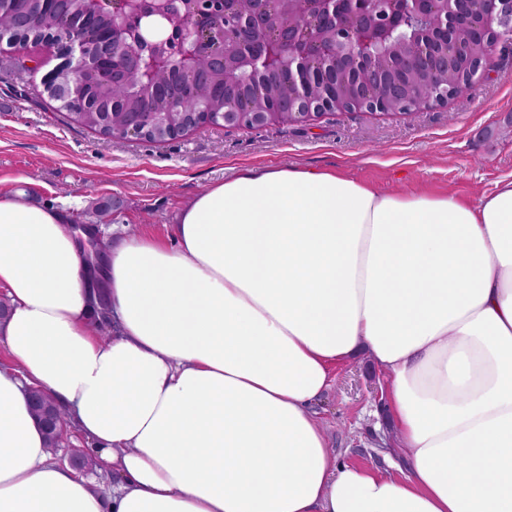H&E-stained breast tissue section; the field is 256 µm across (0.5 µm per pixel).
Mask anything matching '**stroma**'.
I'll return each mask as SVG.
<instances>
[{"label": "stroma", "instance_id": "stroma-1", "mask_svg": "<svg viewBox=\"0 0 512 512\" xmlns=\"http://www.w3.org/2000/svg\"><path fill=\"white\" fill-rule=\"evenodd\" d=\"M340 171L389 193L454 195L477 202L512 178V52H494L475 86L411 115L335 112L260 130L209 125L164 142L107 139L71 122L40 75L0 71V196L25 191L65 205L71 222L169 239L190 199L244 167ZM117 210L91 213L95 198ZM383 373L359 359L337 368L319 407L344 460L382 461L386 421L373 393Z\"/></svg>", "mask_w": 512, "mask_h": 512}]
</instances>
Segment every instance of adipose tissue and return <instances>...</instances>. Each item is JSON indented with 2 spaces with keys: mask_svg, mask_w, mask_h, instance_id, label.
Instances as JSON below:
<instances>
[{
  "mask_svg": "<svg viewBox=\"0 0 512 512\" xmlns=\"http://www.w3.org/2000/svg\"><path fill=\"white\" fill-rule=\"evenodd\" d=\"M85 238L0 196V512H512V178L470 204L244 168L172 242L112 239L107 340ZM360 355L405 467L330 449L316 405ZM30 387L110 491L52 460Z\"/></svg>",
  "mask_w": 512,
  "mask_h": 512,
  "instance_id": "adipose-tissue-1",
  "label": "adipose tissue"
}]
</instances>
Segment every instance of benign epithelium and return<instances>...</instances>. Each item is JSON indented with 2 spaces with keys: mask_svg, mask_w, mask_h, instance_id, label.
<instances>
[{
  "mask_svg": "<svg viewBox=\"0 0 512 512\" xmlns=\"http://www.w3.org/2000/svg\"><path fill=\"white\" fill-rule=\"evenodd\" d=\"M6 4L18 27L33 21L21 0ZM82 19L79 36L59 27L58 63L43 76L46 92L75 111L88 84L154 88L159 72L182 81L220 72L229 85L241 71H288L294 91L276 106L227 98L210 112L199 102L184 113L189 130L444 105L487 69L477 49L512 40V0H82ZM149 125L129 112L122 138H145Z\"/></svg>",
  "mask_w": 512,
  "mask_h": 512,
  "instance_id": "benign-epithelium-1",
  "label": "benign epithelium"
}]
</instances>
